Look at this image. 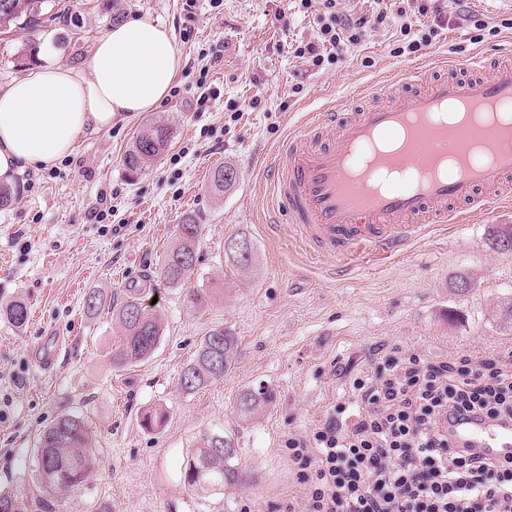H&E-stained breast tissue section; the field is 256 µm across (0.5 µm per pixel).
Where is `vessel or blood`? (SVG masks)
<instances>
[{
  "mask_svg": "<svg viewBox=\"0 0 512 512\" xmlns=\"http://www.w3.org/2000/svg\"><path fill=\"white\" fill-rule=\"evenodd\" d=\"M470 64L476 76L434 78L427 59L395 74L388 84L357 87V97L373 94L384 98V105L342 121L328 111L303 115L297 134L278 147L270 179L279 207L311 257L337 256L348 262L389 258L430 225L468 223L472 207L491 215L512 207L510 128L467 127L448 135L417 126L399 161L426 176L407 187L379 192L370 179L355 182L348 175L366 146L398 133L411 113L429 116L461 101L475 110L492 104L511 108L512 59H491L476 52ZM317 138L321 146L311 147ZM477 140L487 147L492 163L475 160L460 171L428 176L445 143H452L455 155L462 158ZM491 185L497 186V193L484 195V188ZM444 427L452 447L493 460L512 459V422L452 414Z\"/></svg>",
  "mask_w": 512,
  "mask_h": 512,
  "instance_id": "b4317fda",
  "label": "vessel or blood"
}]
</instances>
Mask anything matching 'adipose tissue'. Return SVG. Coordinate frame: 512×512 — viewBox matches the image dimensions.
Returning <instances> with one entry per match:
<instances>
[{
    "instance_id": "1",
    "label": "adipose tissue",
    "mask_w": 512,
    "mask_h": 512,
    "mask_svg": "<svg viewBox=\"0 0 512 512\" xmlns=\"http://www.w3.org/2000/svg\"><path fill=\"white\" fill-rule=\"evenodd\" d=\"M179 68L172 31L132 16L99 39L88 73L62 64L32 69L0 90V181L56 164L86 131L155 110Z\"/></svg>"
}]
</instances>
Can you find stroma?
<instances>
[{
  "label": "stroma",
  "mask_w": 512,
  "mask_h": 512,
  "mask_svg": "<svg viewBox=\"0 0 512 512\" xmlns=\"http://www.w3.org/2000/svg\"><path fill=\"white\" fill-rule=\"evenodd\" d=\"M66 10L37 33L0 35V89L26 76L19 57L36 44V63L84 72L113 12L142 15L171 29L181 58L157 110L80 136L56 166L18 178L16 200L0 211V489H34L33 448L58 415H84L98 450L96 475L68 512H288L301 505L286 443L313 428L349 391V379L391 349L417 350L437 363L463 355L512 358V252L486 243L489 230L512 222V209L490 216L473 209L469 223L436 227L399 257L345 264L310 257L292 225L274 224L272 190L263 169L273 149L294 133L302 113L335 105L359 111L353 91L382 83L423 57L464 61L472 50L512 54V7L503 0H418L451 17L433 46L410 51L396 39L401 21L377 23L379 0H336L342 15L366 18L359 44L339 60L311 66L294 45L317 38L324 22L300 0H64ZM221 44L219 59L210 48ZM206 72L204 86L190 76ZM238 102L241 112L227 105ZM173 130L165 154L138 178L122 159L150 122ZM232 164L234 187L209 188L213 169ZM204 231L185 287L216 288L202 311L187 310L181 290L158 275L159 263L185 215ZM243 235L254 260L240 270L225 256L228 237ZM467 277L469 288L455 282ZM184 287V288H185ZM144 289L156 298L164 329L154 356L126 369L112 366L118 325L109 313L86 315L90 290L124 297ZM25 301V327L6 307ZM240 339L233 372L184 393L182 368L214 327ZM57 350L52 369L36 363ZM271 389L274 400L244 419L235 399L245 388ZM169 409L164 429L139 425L142 409ZM219 431L238 441L246 482L208 493L186 489L181 471L199 435Z\"/></svg>",
  "instance_id": "obj_1"
}]
</instances>
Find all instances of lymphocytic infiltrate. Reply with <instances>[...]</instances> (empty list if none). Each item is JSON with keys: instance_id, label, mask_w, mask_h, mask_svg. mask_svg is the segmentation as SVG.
<instances>
[{"instance_id": "1", "label": "lymphocytic infiltrate", "mask_w": 512, "mask_h": 512, "mask_svg": "<svg viewBox=\"0 0 512 512\" xmlns=\"http://www.w3.org/2000/svg\"><path fill=\"white\" fill-rule=\"evenodd\" d=\"M317 40L295 52L319 67L358 44L364 18L333 12ZM512 420V362L465 356L457 368L394 350L352 376L324 421L288 440L303 512H512V463L455 449L441 421L449 412Z\"/></svg>"}]
</instances>
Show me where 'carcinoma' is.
Here are the masks:
<instances>
[{"label": "carcinoma", "mask_w": 512, "mask_h": 512, "mask_svg": "<svg viewBox=\"0 0 512 512\" xmlns=\"http://www.w3.org/2000/svg\"><path fill=\"white\" fill-rule=\"evenodd\" d=\"M52 0H0V33H8L21 26L36 29L46 22V6ZM171 141V130L166 124L153 122L139 131L126 151L123 164L136 175L145 171L164 154ZM237 179L235 168L224 165L211 175L217 192L229 190ZM202 225L192 215L185 216L177 225L176 240L167 249L160 264L158 276L169 286H179L191 277L197 262V251ZM214 289L194 288L186 293L189 308L200 311L213 298ZM109 306L112 319L120 327L121 337L112 349V365L116 368L137 366L155 353L163 337L158 315L140 291L131 290L121 300L106 301L99 291L89 292L84 308L90 315ZM6 315L15 326H23L29 318V308L23 301L7 307ZM239 355V340L224 327L211 329L201 339L193 360L180 374V388L188 393L198 392L224 379L234 368ZM272 402V394L265 388L247 389L236 399V411L247 418ZM140 425L147 431H158L168 420L161 407L143 410ZM36 483L48 494L58 498L32 496L20 489L0 490V512H63L68 497L78 493L93 477L98 467L97 449L92 447V431L84 417L62 414L39 435L36 448ZM245 472L239 465V454L234 438L226 433H205L199 436L195 448L184 461L181 478L184 486L201 493L222 490L244 480Z\"/></svg>", "instance_id": "cac0c4a2"}]
</instances>
